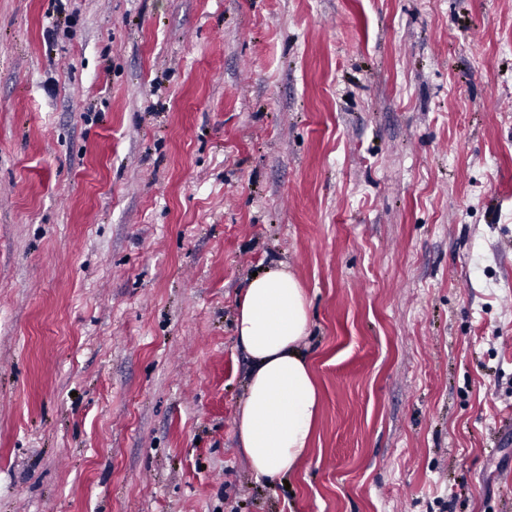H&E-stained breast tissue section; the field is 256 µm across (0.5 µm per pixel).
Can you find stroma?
<instances>
[{"label": "stroma", "mask_w": 512, "mask_h": 512, "mask_svg": "<svg viewBox=\"0 0 512 512\" xmlns=\"http://www.w3.org/2000/svg\"><path fill=\"white\" fill-rule=\"evenodd\" d=\"M279 262L320 411L271 487ZM0 512H512V0H0ZM310 325L304 288L284 263L251 277L235 319L251 361L238 436L251 469L270 482L297 469L320 409L303 349Z\"/></svg>", "instance_id": "stroma-1"}]
</instances>
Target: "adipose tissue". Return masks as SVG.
<instances>
[{"label": "adipose tissue", "instance_id": "obj_1", "mask_svg": "<svg viewBox=\"0 0 512 512\" xmlns=\"http://www.w3.org/2000/svg\"><path fill=\"white\" fill-rule=\"evenodd\" d=\"M310 325L305 291L286 265L249 280L235 319L251 361L238 436L251 469L272 481L297 469L320 409L304 351Z\"/></svg>", "mask_w": 512, "mask_h": 512}]
</instances>
